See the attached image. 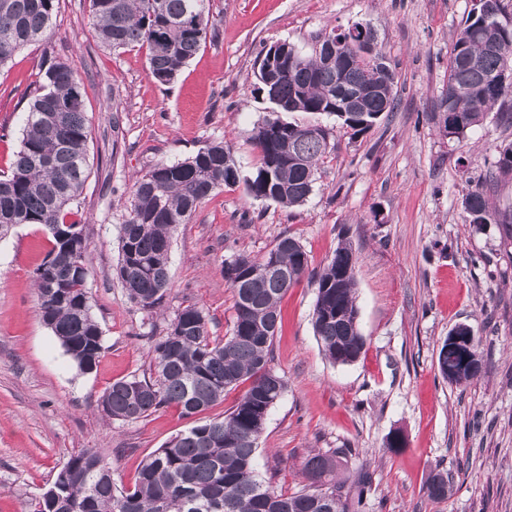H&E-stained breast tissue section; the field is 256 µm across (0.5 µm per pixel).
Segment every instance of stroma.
I'll return each mask as SVG.
<instances>
[{"label": "stroma", "mask_w": 512, "mask_h": 512, "mask_svg": "<svg viewBox=\"0 0 512 512\" xmlns=\"http://www.w3.org/2000/svg\"><path fill=\"white\" fill-rule=\"evenodd\" d=\"M475 0H211L209 31L174 83L150 75L147 49L114 51L97 38L90 0H60L46 41L0 68V173L21 138L29 93L45 55L78 76L91 135L90 176L80 197L85 264L104 352L80 371L37 313L36 268L47 230L17 225L0 240V512H30L58 471L96 449L118 485L133 487L141 459L191 427L168 407L134 423L107 419L98 398L116 380L143 375L152 338L174 313L202 307L210 335H230L234 294L225 260L259 257L287 234L312 269L347 236L358 256L356 301L366 338L361 357L335 365L323 355L312 315L317 288L303 278L280 308L272 364L288 382L258 450L259 472L277 488L302 487L309 454L350 448V471L369 468L360 512H512V235L505 225L467 221L462 200L492 179L501 211L512 208V173L495 175L498 148L512 143V119L488 113L465 138L443 136L433 120L448 83V57ZM369 24L397 75V107L354 132L327 114L289 112L317 124L331 150L313 192L297 207L225 188L176 229L170 285L147 312L127 297L113 269L119 228L136 178L156 164L224 142L242 176L259 163L254 126L271 111L256 90L260 50L288 42L311 52L327 29ZM471 327L485 360L478 378L456 385L438 351L458 324ZM405 444L386 448L389 435ZM448 475L447 499L425 493Z\"/></svg>", "instance_id": "stroma-1"}]
</instances>
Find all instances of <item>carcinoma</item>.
<instances>
[{"label": "carcinoma", "mask_w": 512, "mask_h": 512, "mask_svg": "<svg viewBox=\"0 0 512 512\" xmlns=\"http://www.w3.org/2000/svg\"><path fill=\"white\" fill-rule=\"evenodd\" d=\"M59 0H0V68L14 53L45 39ZM486 12L471 13L458 37L464 55L450 54L448 89L441 107L448 114L439 131L461 138L494 108L512 110V81L497 94L490 84L512 76V21L502 0H486ZM98 38L107 48L145 46L152 78L172 83L207 36L209 0H91ZM197 13V26L184 21ZM372 28H331L312 53L293 45L288 53L269 46L258 55L256 90L274 105L276 116L254 128L259 151L255 173L241 179L224 142H213L183 161L160 163L134 183L120 227L117 280L131 302L146 311L161 306L169 280L148 271L169 266L177 226L226 186L243 183L256 200L284 207L303 204L313 191L318 163L328 152L326 131L299 126L281 112L334 115L357 133L372 128L396 106V73L382 50L361 55ZM493 47H488V44ZM357 94L354 109L346 94ZM83 95L81 82L63 60L43 62L28 103L22 137L9 173L0 175V224H40L49 230L83 233L79 198L88 179L90 126L84 105L64 112L63 125L46 119L58 107ZM288 139L290 151H281ZM472 224H511L512 213L492 208L476 187L462 201ZM35 271L37 308L44 325L60 341L79 370H93L103 351L102 331L93 312L85 266L87 247L72 251L57 236ZM358 258L350 242L339 243L330 261L311 273L317 285L314 334L325 358L348 365L363 353L355 296ZM288 279L265 273L270 265ZM308 255L293 236H280L262 257L237 255L224 263V279L235 297L231 334L209 336L207 315L195 303L179 309L166 334L150 347L151 373L132 375L106 388L99 407L108 419L133 423L163 407L194 418L224 395L248 384L221 419L198 423L177 434L140 463L131 489L117 486L112 469L93 448H85L59 470L51 489L33 512H359L370 482L363 473L351 485L337 480L347 472L351 448L311 455L305 484L288 494L262 480L257 471L259 440L272 408L287 391L283 375L270 366L280 324L278 304L292 284L308 274ZM443 378L458 368L452 348L440 347ZM433 500L448 496V476L432 474L425 486Z\"/></svg>", "instance_id": "cac0c4a2"}]
</instances>
